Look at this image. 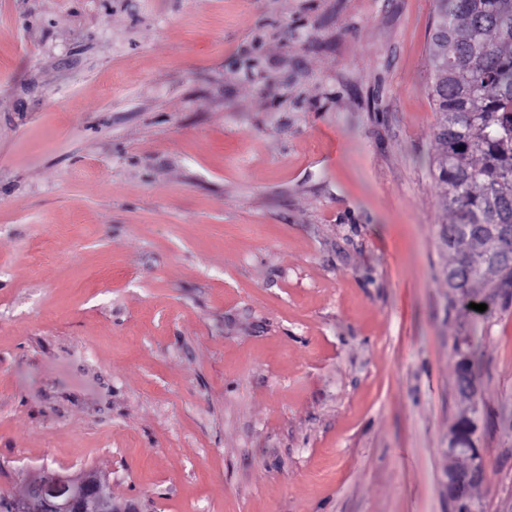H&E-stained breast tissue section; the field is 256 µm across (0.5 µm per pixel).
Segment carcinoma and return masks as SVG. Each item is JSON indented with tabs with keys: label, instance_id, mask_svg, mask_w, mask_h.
<instances>
[{
	"label": "carcinoma",
	"instance_id": "carcinoma-1",
	"mask_svg": "<svg viewBox=\"0 0 512 512\" xmlns=\"http://www.w3.org/2000/svg\"><path fill=\"white\" fill-rule=\"evenodd\" d=\"M430 97L441 119L436 138L438 181L451 215L445 241L448 271L465 282L470 301L495 313L498 298L512 290V262L487 273L476 265L491 246L488 232L471 245L464 263L455 233L483 224H512V0H436L429 44ZM466 363L457 382L478 378V339L463 340Z\"/></svg>",
	"mask_w": 512,
	"mask_h": 512
}]
</instances>
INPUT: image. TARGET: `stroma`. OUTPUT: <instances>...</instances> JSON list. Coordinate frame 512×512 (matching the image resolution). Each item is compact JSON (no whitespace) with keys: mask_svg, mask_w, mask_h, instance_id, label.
Listing matches in <instances>:
<instances>
[{"mask_svg":"<svg viewBox=\"0 0 512 512\" xmlns=\"http://www.w3.org/2000/svg\"><path fill=\"white\" fill-rule=\"evenodd\" d=\"M435 0H0V495L512 512V298L448 305ZM463 344L467 360L464 365L458 364L457 382L476 380L470 381L463 391L457 388L467 408L458 419L461 424L448 431V500L458 512H474L476 507L469 492L481 481L486 463V450L479 448L475 440L480 346L478 339L470 336L464 337ZM100 480L91 471L74 475L48 473L31 489V498L44 512H137L132 503H118L99 491ZM118 510V511H117Z\"/></svg>","mask_w":512,"mask_h":512,"instance_id":"obj_1","label":"stroma"}]
</instances>
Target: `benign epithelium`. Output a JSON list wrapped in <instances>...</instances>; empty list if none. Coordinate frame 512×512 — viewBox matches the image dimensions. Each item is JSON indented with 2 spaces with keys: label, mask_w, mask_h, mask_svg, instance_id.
I'll use <instances>...</instances> for the list:
<instances>
[{
  "label": "benign epithelium",
  "mask_w": 512,
  "mask_h": 512,
  "mask_svg": "<svg viewBox=\"0 0 512 512\" xmlns=\"http://www.w3.org/2000/svg\"><path fill=\"white\" fill-rule=\"evenodd\" d=\"M495 251L498 259L512 249V224L494 225ZM466 410L460 424L448 431V501L460 512H475L470 488L483 477L486 450L476 444L478 382H469L459 392ZM100 480L91 472L74 475L49 473L31 489V498L42 505L44 512H137L132 503H118L99 491Z\"/></svg>",
  "instance_id": "obj_1"
}]
</instances>
